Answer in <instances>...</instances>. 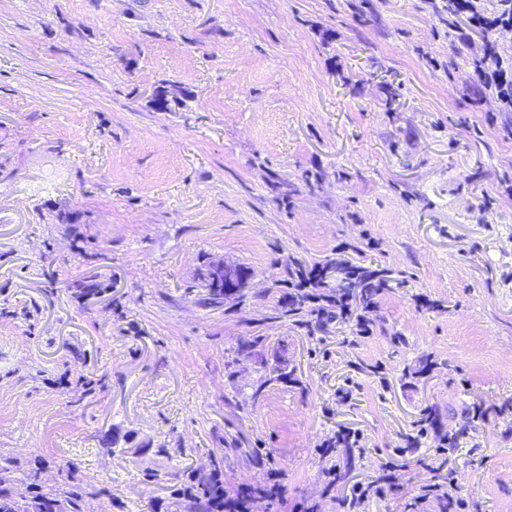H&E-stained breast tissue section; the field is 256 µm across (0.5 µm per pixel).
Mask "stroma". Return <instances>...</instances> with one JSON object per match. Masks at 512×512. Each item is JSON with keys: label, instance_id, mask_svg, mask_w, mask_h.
I'll list each match as a JSON object with an SVG mask.
<instances>
[{"label": "stroma", "instance_id": "1", "mask_svg": "<svg viewBox=\"0 0 512 512\" xmlns=\"http://www.w3.org/2000/svg\"><path fill=\"white\" fill-rule=\"evenodd\" d=\"M486 38L448 0H0V451L110 484L86 512L271 466L288 502L262 512H343L341 430L348 483L402 468L367 512H445L416 501L433 439L407 442L432 408L452 512H512V111L473 68ZM324 259L395 272L367 334L289 318V266ZM220 261L248 288L208 296Z\"/></svg>", "mask_w": 512, "mask_h": 512}]
</instances>
